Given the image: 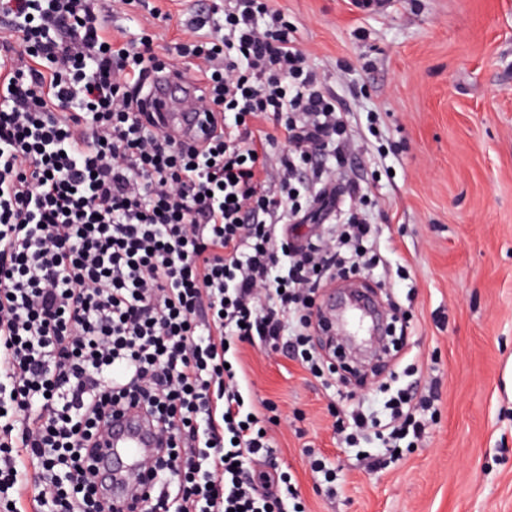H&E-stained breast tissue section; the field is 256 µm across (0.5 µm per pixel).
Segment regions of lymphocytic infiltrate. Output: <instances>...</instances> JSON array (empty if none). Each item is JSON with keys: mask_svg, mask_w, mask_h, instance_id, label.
Instances as JSON below:
<instances>
[{"mask_svg": "<svg viewBox=\"0 0 512 512\" xmlns=\"http://www.w3.org/2000/svg\"><path fill=\"white\" fill-rule=\"evenodd\" d=\"M0 16L17 35L0 38V512H300L291 475L264 466L274 406L256 408L237 354L284 351L336 384L312 319L319 288L375 260L367 195L349 182L328 235L288 227L349 163L342 104L268 0L199 9L209 38L175 45V65L149 34L113 37L94 0H0ZM169 75L206 116L200 143L147 107ZM433 403L355 406L344 441L415 444ZM131 411L161 446L122 505L93 451Z\"/></svg>", "mask_w": 512, "mask_h": 512, "instance_id": "lymphocytic-infiltrate-1", "label": "lymphocytic infiltrate"}]
</instances>
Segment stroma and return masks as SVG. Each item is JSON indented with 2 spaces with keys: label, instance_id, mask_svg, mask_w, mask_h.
I'll return each mask as SVG.
<instances>
[{
  "label": "stroma",
  "instance_id": "stroma-1",
  "mask_svg": "<svg viewBox=\"0 0 512 512\" xmlns=\"http://www.w3.org/2000/svg\"><path fill=\"white\" fill-rule=\"evenodd\" d=\"M113 26L154 36L170 58L195 40V0H149L113 11ZM348 111L356 180L377 202L379 266L365 284L407 319L400 358L365 370L338 398L303 365L251 345L238 357L256 401L277 407L274 466L292 476L306 512H512V0H393L382 12L352 0H272ZM419 366L436 386L423 440L377 474L372 439L342 444L336 420L379 398L378 386ZM339 475L328 493L309 456Z\"/></svg>",
  "mask_w": 512,
  "mask_h": 512
}]
</instances>
